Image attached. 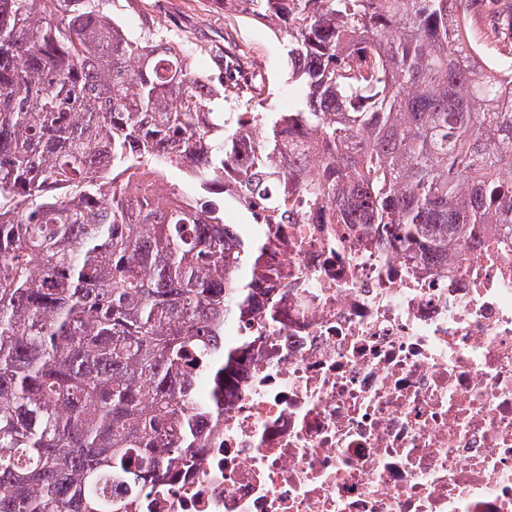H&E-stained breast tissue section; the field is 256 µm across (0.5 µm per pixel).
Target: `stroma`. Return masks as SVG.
Returning a JSON list of instances; mask_svg holds the SVG:
<instances>
[{"mask_svg": "<svg viewBox=\"0 0 512 512\" xmlns=\"http://www.w3.org/2000/svg\"><path fill=\"white\" fill-rule=\"evenodd\" d=\"M118 10L130 32L159 30L173 43L192 49V64L203 73L215 70L204 45L224 42L230 50L244 51L251 73L261 75L268 86L273 109L285 112L296 106L285 49L269 25L225 15L220 0H120Z\"/></svg>", "mask_w": 512, "mask_h": 512, "instance_id": "1", "label": "stroma"}]
</instances>
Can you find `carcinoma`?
<instances>
[{"label": "carcinoma", "instance_id": "obj_1", "mask_svg": "<svg viewBox=\"0 0 512 512\" xmlns=\"http://www.w3.org/2000/svg\"><path fill=\"white\" fill-rule=\"evenodd\" d=\"M222 2L280 36L297 108L257 111L244 52L209 47L203 75L115 0H0V512H132L218 409L238 350L211 339L266 247L174 184L157 205L185 156L215 181L249 127L246 209L380 225L413 263L485 224L512 245V46L496 64L472 42L473 0Z\"/></svg>", "mask_w": 512, "mask_h": 512}]
</instances>
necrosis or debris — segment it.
I'll use <instances>...</instances> for the list:
<instances>
[{
	"mask_svg": "<svg viewBox=\"0 0 512 512\" xmlns=\"http://www.w3.org/2000/svg\"><path fill=\"white\" fill-rule=\"evenodd\" d=\"M264 230L254 311L217 339L244 353L148 512H512V248L411 265L315 210Z\"/></svg>",
	"mask_w": 512,
	"mask_h": 512,
	"instance_id": "4bbe7bcc",
	"label": "necrosis or debris"
}]
</instances>
